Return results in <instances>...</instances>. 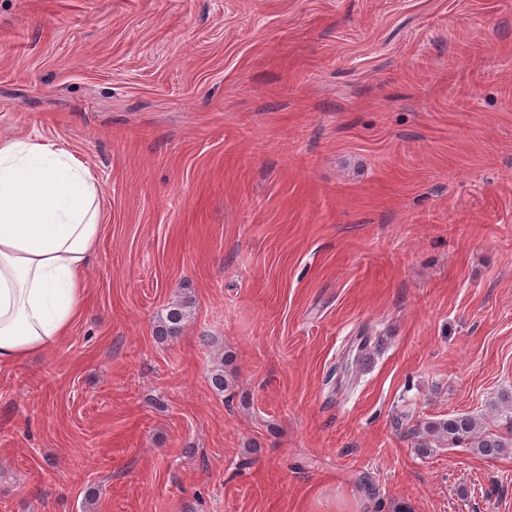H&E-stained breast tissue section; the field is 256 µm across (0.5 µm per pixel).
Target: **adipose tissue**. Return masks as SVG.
Instances as JSON below:
<instances>
[{"label":"adipose tissue","instance_id":"obj_1","mask_svg":"<svg viewBox=\"0 0 512 512\" xmlns=\"http://www.w3.org/2000/svg\"><path fill=\"white\" fill-rule=\"evenodd\" d=\"M89 167L54 144L0 140V365L45 352L85 300L105 220Z\"/></svg>","mask_w":512,"mask_h":512}]
</instances>
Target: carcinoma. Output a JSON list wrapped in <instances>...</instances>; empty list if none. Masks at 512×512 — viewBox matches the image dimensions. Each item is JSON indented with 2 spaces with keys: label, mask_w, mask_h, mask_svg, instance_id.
<instances>
[{
  "label": "carcinoma",
  "mask_w": 512,
  "mask_h": 512,
  "mask_svg": "<svg viewBox=\"0 0 512 512\" xmlns=\"http://www.w3.org/2000/svg\"><path fill=\"white\" fill-rule=\"evenodd\" d=\"M194 301L189 296L166 305L157 316L155 336L160 340H171L181 333L192 314ZM495 408L503 409L506 419V432L512 434V391L499 394ZM422 438L419 451L423 454L436 444L448 447L464 446L483 457H496L512 447V439L502 435L487 434L481 430L478 420L470 414H455L445 419L428 421L419 431Z\"/></svg>",
  "instance_id": "1"
}]
</instances>
